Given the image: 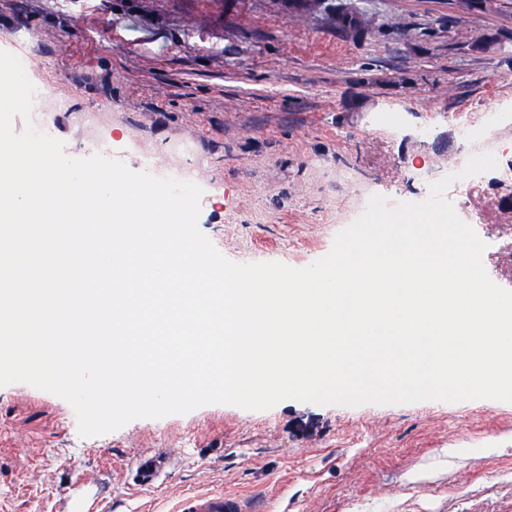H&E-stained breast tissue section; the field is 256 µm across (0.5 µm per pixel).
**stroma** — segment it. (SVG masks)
<instances>
[{
	"instance_id": "35a3bbf8",
	"label": "stroma",
	"mask_w": 512,
	"mask_h": 512,
	"mask_svg": "<svg viewBox=\"0 0 512 512\" xmlns=\"http://www.w3.org/2000/svg\"><path fill=\"white\" fill-rule=\"evenodd\" d=\"M355 2L361 37L310 0H0V50L49 87L68 156L100 130L129 168L194 169L226 258L303 268L366 198L421 201L466 150L459 120L512 108V0ZM451 201L512 290V184L489 173ZM155 453L168 463L136 485ZM93 473L109 512H172L198 489L266 512H512V403L210 404L83 437L62 398L0 387V512H58Z\"/></svg>"
}]
</instances>
